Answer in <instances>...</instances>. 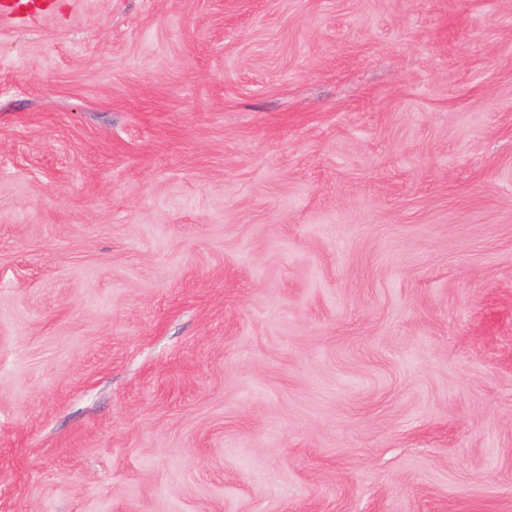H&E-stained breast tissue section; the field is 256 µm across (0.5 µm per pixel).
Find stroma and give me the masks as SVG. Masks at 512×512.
<instances>
[{
  "label": "stroma",
  "mask_w": 512,
  "mask_h": 512,
  "mask_svg": "<svg viewBox=\"0 0 512 512\" xmlns=\"http://www.w3.org/2000/svg\"><path fill=\"white\" fill-rule=\"evenodd\" d=\"M0 17V512H512V0Z\"/></svg>",
  "instance_id": "35a3bbf8"
}]
</instances>
